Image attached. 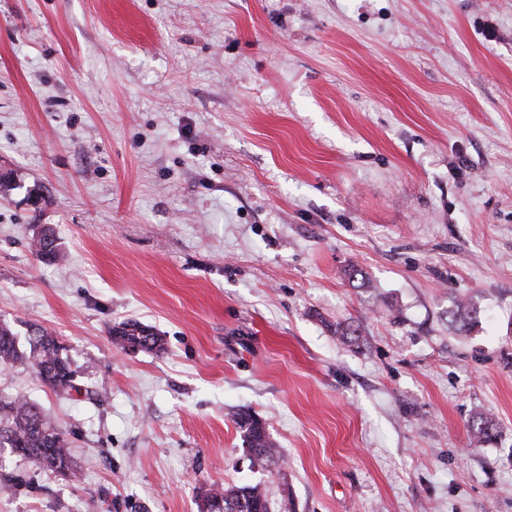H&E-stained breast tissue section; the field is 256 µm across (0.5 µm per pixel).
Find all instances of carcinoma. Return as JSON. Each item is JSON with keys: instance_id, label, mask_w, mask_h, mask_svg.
I'll return each mask as SVG.
<instances>
[{"instance_id": "cac0c4a2", "label": "carcinoma", "mask_w": 512, "mask_h": 512, "mask_svg": "<svg viewBox=\"0 0 512 512\" xmlns=\"http://www.w3.org/2000/svg\"><path fill=\"white\" fill-rule=\"evenodd\" d=\"M30 248L42 262L57 263L65 259L62 249L53 251L35 238ZM479 313L480 309L473 300H458L453 313L458 331H469L478 322ZM110 335L112 344L121 349L140 344L149 352L164 350L163 337L140 322L122 323L112 328ZM64 351L65 347L57 343V338L40 327L33 330L28 347L23 348L12 327L0 321V365L30 361L45 385L58 392L73 387L74 372ZM232 419L242 433L243 444L251 453V463L264 468L282 465L281 452L260 418L241 410L233 414ZM493 427V420L481 414L473 419L470 431L474 440L481 443L491 438ZM3 448L22 456L37 470L61 476L75 474L69 442L39 408L23 396L0 394V450ZM198 498L201 500V512H210L208 502L219 498L224 500V512H272L265 490L257 484L211 485L201 488Z\"/></svg>"}]
</instances>
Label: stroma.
Instances as JSON below:
<instances>
[{"label": "stroma", "mask_w": 512, "mask_h": 512, "mask_svg": "<svg viewBox=\"0 0 512 512\" xmlns=\"http://www.w3.org/2000/svg\"><path fill=\"white\" fill-rule=\"evenodd\" d=\"M1 172L0 319L53 332L77 387L18 364L0 393L78 470L0 453V512H199L224 483L512 512V0H0ZM130 319L164 350L115 348ZM455 307L453 316L454 321L458 324L457 330L469 331L478 322L479 307L471 299H460L455 303ZM232 419L242 433L245 448L251 453V463L264 468L282 465L281 452L260 418L250 411L241 410L233 414Z\"/></svg>", "instance_id": "35a3bbf8"}]
</instances>
